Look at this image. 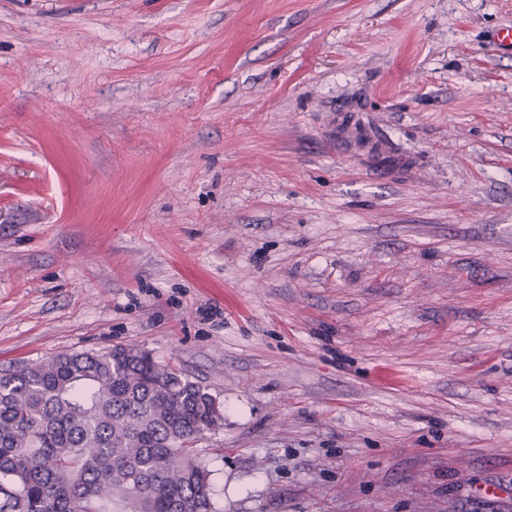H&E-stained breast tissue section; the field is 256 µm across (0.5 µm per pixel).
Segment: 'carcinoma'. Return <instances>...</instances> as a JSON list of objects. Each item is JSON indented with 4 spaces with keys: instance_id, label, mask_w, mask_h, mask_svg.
Instances as JSON below:
<instances>
[{
    "instance_id": "1",
    "label": "carcinoma",
    "mask_w": 512,
    "mask_h": 512,
    "mask_svg": "<svg viewBox=\"0 0 512 512\" xmlns=\"http://www.w3.org/2000/svg\"><path fill=\"white\" fill-rule=\"evenodd\" d=\"M216 398L135 346L0 373V512H218Z\"/></svg>"
}]
</instances>
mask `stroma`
Here are the masks:
<instances>
[{"label": "stroma", "instance_id": "35a3bbf8", "mask_svg": "<svg viewBox=\"0 0 512 512\" xmlns=\"http://www.w3.org/2000/svg\"><path fill=\"white\" fill-rule=\"evenodd\" d=\"M509 25L0 0V370L135 346L202 385L218 512H512Z\"/></svg>", "mask_w": 512, "mask_h": 512}]
</instances>
